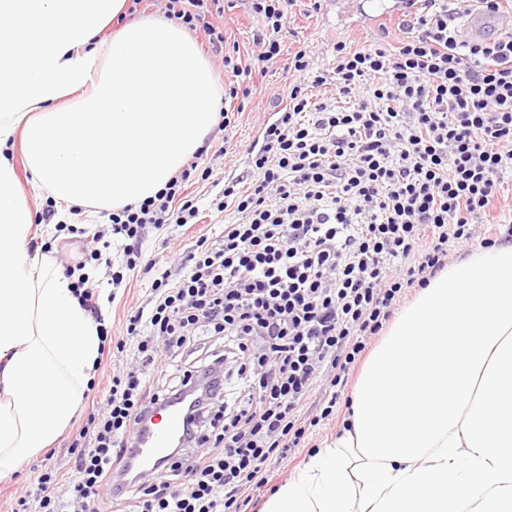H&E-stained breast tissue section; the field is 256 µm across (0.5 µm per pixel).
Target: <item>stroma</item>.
Listing matches in <instances>:
<instances>
[{
  "mask_svg": "<svg viewBox=\"0 0 512 512\" xmlns=\"http://www.w3.org/2000/svg\"><path fill=\"white\" fill-rule=\"evenodd\" d=\"M389 5L390 0H323L320 10L316 11L313 10L310 0H296L289 24L291 33L283 42L285 55L280 56L269 67L266 76L260 79V93L254 94L247 101L244 112L238 115L227 135L221 136L211 132L204 140L200 163L211 166L213 173L211 180L198 183L192 188L201 204L196 223L183 227L170 224L160 230L149 229L144 245L147 258H155L162 262L170 261L172 255L192 246L197 237L218 235L223 225L236 222V213L229 210L214 214L209 209V203L217 192V182L223 181L227 175H237L245 171L247 145L258 136L263 124L272 119L276 104L286 98L290 81L287 68L288 53L301 47L307 48L313 52L318 67H327L332 61V46L336 41L360 43L371 37L372 28L358 21L360 11L382 13ZM257 26L258 21L250 12L247 0H224V30L229 40L238 43L241 53H250L252 35ZM98 230V225L94 224L86 226L84 234L70 233L63 237L54 225L41 224L38 225L33 239L38 244L50 245L51 254L59 265H73L83 258L87 235ZM92 268V278L102 282L103 292H112L116 295L114 302L105 307L106 327L113 339H121L125 332L127 315L148 297L149 277L138 269L132 273H125L122 284L115 287L108 283L110 270L104 263H93ZM112 373V358L102 356L93 388L86 393L83 405L53 443L55 454L50 464L64 477L72 475V463L67 448L92 405L100 402ZM347 416L346 404H338L330 420L314 428L310 446L296 449L290 460L276 467L270 486L254 491L247 512H261L271 486L287 481L299 468L308 463L315 448L325 447L335 439Z\"/></svg>",
  "mask_w": 512,
  "mask_h": 512,
  "instance_id": "1",
  "label": "stroma"
}]
</instances>
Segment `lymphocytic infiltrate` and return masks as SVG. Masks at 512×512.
<instances>
[{
  "mask_svg": "<svg viewBox=\"0 0 512 512\" xmlns=\"http://www.w3.org/2000/svg\"><path fill=\"white\" fill-rule=\"evenodd\" d=\"M295 2L251 0L261 27L248 58L213 22L224 0H164L163 9L202 29L237 78L225 99L243 102L250 78L280 56ZM405 3L397 46L383 26L361 48L336 42L330 68L304 49L290 57L285 104L247 147V171L225 176L210 202L238 216L219 236L199 237L170 268L144 257L147 226L198 217L186 189L212 170L196 161L155 197L111 213L112 241L92 236L87 259L119 242L113 285L141 267L149 295L115 345L122 372L69 447L73 481L42 466L12 512H94L104 494L129 512H242L250 489L333 414L402 293L445 267L449 244L469 243L512 173V29L478 41L462 22L469 0ZM328 84L341 105L314 101L312 89ZM165 366L175 375L158 394L151 375ZM202 379L211 392L187 431L198 453L173 452L150 477H133L134 430Z\"/></svg>",
  "mask_w": 512,
  "mask_h": 512,
  "instance_id": "f902f5d3",
  "label": "lymphocytic infiltrate"
}]
</instances>
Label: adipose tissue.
Instances as JSON below:
<instances>
[{
    "mask_svg": "<svg viewBox=\"0 0 512 512\" xmlns=\"http://www.w3.org/2000/svg\"><path fill=\"white\" fill-rule=\"evenodd\" d=\"M126 0H0V483L80 407L102 345L72 280L30 252L9 152L61 217L154 196L202 146L221 89L172 21L100 31ZM263 512H512V244L431 278L389 326L350 426Z\"/></svg>",
    "mask_w": 512,
    "mask_h": 512,
    "instance_id": "adipose-tissue-1",
    "label": "adipose tissue"
}]
</instances>
